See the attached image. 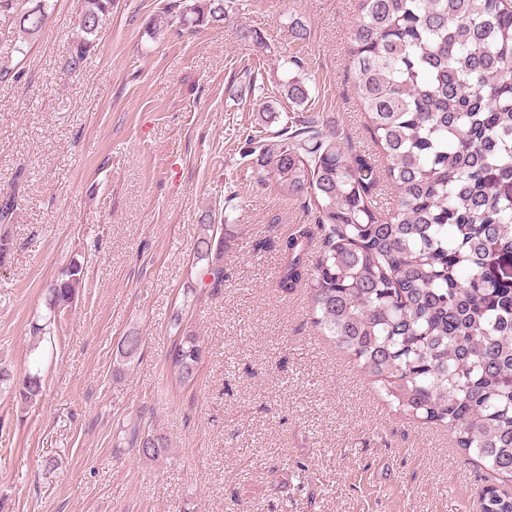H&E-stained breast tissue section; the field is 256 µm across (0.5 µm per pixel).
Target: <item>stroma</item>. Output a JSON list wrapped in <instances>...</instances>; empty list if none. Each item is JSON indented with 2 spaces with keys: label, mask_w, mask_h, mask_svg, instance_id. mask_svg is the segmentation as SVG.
<instances>
[{
  "label": "stroma",
  "mask_w": 512,
  "mask_h": 512,
  "mask_svg": "<svg viewBox=\"0 0 512 512\" xmlns=\"http://www.w3.org/2000/svg\"><path fill=\"white\" fill-rule=\"evenodd\" d=\"M165 3L113 0L74 73L82 0H50L26 42L0 9V196L16 197L0 367L53 356L36 403L0 394V512H478L486 486L512 494L446 427L391 411L312 324L306 289L276 286L266 240L312 215L262 181L245 140L313 117L375 152L347 55L358 0H235L223 26L181 37L153 28ZM292 78L303 105L284 93ZM209 213L228 225L216 293L192 264ZM73 259L85 285L49 317ZM186 329L207 354L175 388L167 356ZM132 331L140 354L116 372ZM134 418L168 438L167 457L119 442Z\"/></svg>",
  "instance_id": "1"
}]
</instances>
